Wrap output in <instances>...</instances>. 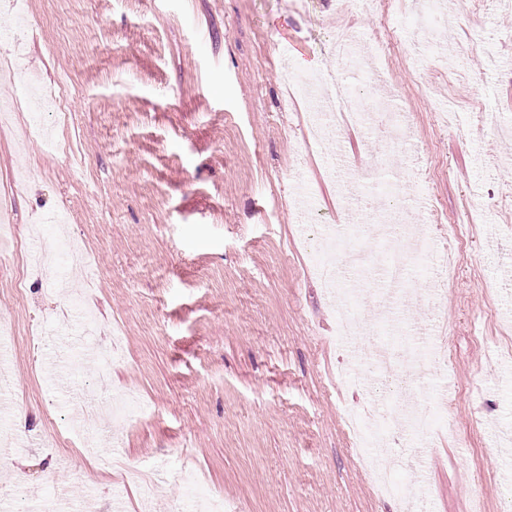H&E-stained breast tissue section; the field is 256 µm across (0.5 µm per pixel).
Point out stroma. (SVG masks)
Segmentation results:
<instances>
[{"label":"stroma","mask_w":512,"mask_h":512,"mask_svg":"<svg viewBox=\"0 0 512 512\" xmlns=\"http://www.w3.org/2000/svg\"><path fill=\"white\" fill-rule=\"evenodd\" d=\"M439 38L465 42L456 70L413 61L402 48L426 22L404 0L391 23L360 10L354 28L388 49L389 82L346 75L357 92L393 99L417 147L410 196L427 197L438 224L460 241L455 278L399 323L367 328L365 354L401 353L413 328L447 339V363L415 371L423 401L447 405V423L406 451L397 479L425 512H512V0H452ZM336 0H0V35L23 50L0 74V102L16 109L0 128V191L16 238L37 251L66 234L78 254L16 291L11 251L0 252V421L23 422L0 445V512H25L30 496L64 512H173L176 476L205 483L223 512H399L372 493L346 432V410L386 408L378 376L354 389L347 352L334 344L336 313L312 272L309 238L342 219L332 177L337 157L369 182L395 177L399 157L345 127L317 144L308 106L289 98L284 73L301 59L327 80L344 75L328 24ZM71 75L67 121L33 114L30 77ZM74 154L46 151L33 120ZM386 164L365 165L374 156ZM67 212L64 230L43 223ZM357 286L375 318L388 285L385 256L365 237ZM81 297L99 328L85 338ZM113 345L109 388L92 360ZM120 392L150 411L105 423L85 403ZM120 455L150 465L156 485L98 466Z\"/></svg>","instance_id":"obj_1"}]
</instances>
